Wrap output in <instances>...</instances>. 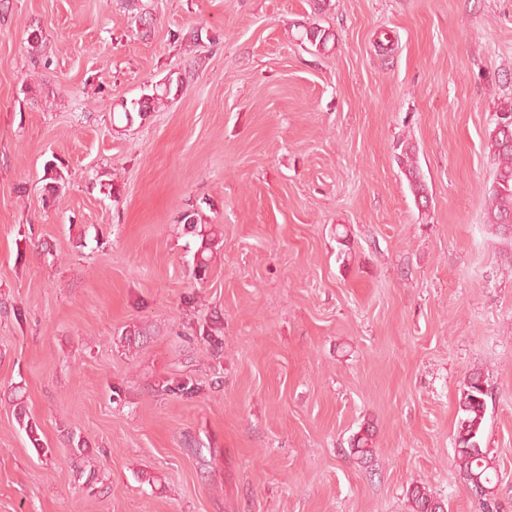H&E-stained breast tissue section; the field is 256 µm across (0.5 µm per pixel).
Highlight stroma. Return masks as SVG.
Instances as JSON below:
<instances>
[{
	"label": "stroma",
	"instance_id": "obj_1",
	"mask_svg": "<svg viewBox=\"0 0 512 512\" xmlns=\"http://www.w3.org/2000/svg\"><path fill=\"white\" fill-rule=\"evenodd\" d=\"M143 3L146 38L121 0L0 9V512H412L416 484L481 512L454 458L475 371L512 512V242L486 222L512 0ZM299 28L301 29L298 31V39L301 43H308L317 52H324L328 49V44L333 38V34L329 32V29L317 22H313L308 26L299 25L297 29ZM165 81V83L159 84L158 87L156 86L153 89L152 95H146V97L137 100L132 99L129 103L126 100L120 104L127 121L133 119V113H137L141 117L144 116V113L151 112L156 103L160 104L163 100L167 101L172 93L175 96L184 87V78L180 75L175 79L170 75ZM399 147L400 153L397 156V160L408 178L413 194H416L423 200V195L427 187L421 179L417 161L415 160V147L410 143L404 144V142H402ZM424 202L426 204L425 199ZM348 445L350 454L359 460L360 463L365 464L371 461L374 450L373 435L369 428L360 429L359 432L350 438Z\"/></svg>",
	"mask_w": 512,
	"mask_h": 512
}]
</instances>
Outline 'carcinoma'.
I'll list each match as a JSON object with an SVG mask.
<instances>
[{"label": "carcinoma", "instance_id": "1", "mask_svg": "<svg viewBox=\"0 0 512 512\" xmlns=\"http://www.w3.org/2000/svg\"><path fill=\"white\" fill-rule=\"evenodd\" d=\"M334 34L329 29L314 22L301 26L298 39L309 44L318 52L328 49ZM184 87V78L171 76L166 82L153 89V94L140 99L124 101L120 104L126 120L133 119V114L143 116L155 105L166 101L172 94L178 93ZM488 150L495 166V175L489 195L488 220L494 226L496 233H501L504 225L512 223V107L502 112L494 119V127L489 136ZM397 160L408 178L414 194L421 197L426 191V185L421 179L415 147L409 143L400 144ZM487 380L476 372L469 375L464 382L458 398L457 432L455 441V460L463 473L472 494L478 497L483 512L496 510L493 501L494 486L489 470L493 469L487 449L481 446L483 424L487 409L489 392L483 390ZM350 454L362 463L372 459L373 435L365 428L354 434L349 442ZM413 503V512H445L444 505L434 498L429 488L415 485L409 491Z\"/></svg>", "mask_w": 512, "mask_h": 512}]
</instances>
